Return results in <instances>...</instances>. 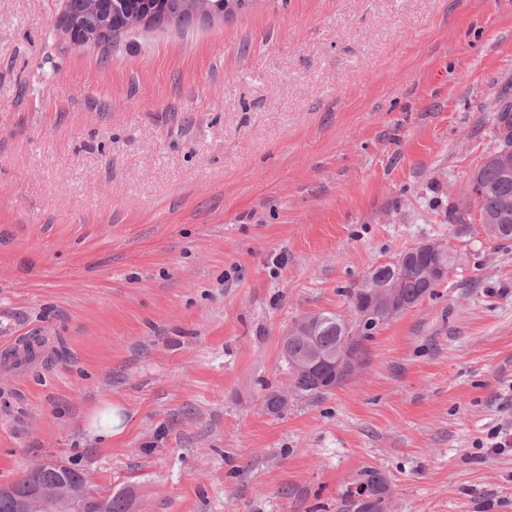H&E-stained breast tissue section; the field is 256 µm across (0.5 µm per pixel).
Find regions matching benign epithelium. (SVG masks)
Here are the masks:
<instances>
[{
	"mask_svg": "<svg viewBox=\"0 0 512 512\" xmlns=\"http://www.w3.org/2000/svg\"><path fill=\"white\" fill-rule=\"evenodd\" d=\"M179 8L190 15L200 14L208 18L223 15L212 8V0H193L179 3ZM152 11L122 13L120 25L108 26V22H90L85 25L77 19L61 16L58 26L65 39L74 45L102 44L110 41L119 31L136 26H150ZM397 292L384 299L360 308V317L372 321L375 317H387L392 313ZM69 465L56 457L41 458L26 468V481L22 485L0 484V498L12 503L17 512H107L108 495L94 493L80 484L60 485L50 480L52 474L67 472Z\"/></svg>",
	"mask_w": 512,
	"mask_h": 512,
	"instance_id": "7a95c632",
	"label": "benign epithelium"
}]
</instances>
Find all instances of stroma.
Segmentation results:
<instances>
[{
    "mask_svg": "<svg viewBox=\"0 0 512 512\" xmlns=\"http://www.w3.org/2000/svg\"><path fill=\"white\" fill-rule=\"evenodd\" d=\"M0 0V484L53 454L143 512H512V246L453 223L512 105V0H257L73 46ZM458 261L331 394L263 409L300 318L420 243ZM125 433L90 437L92 412ZM38 341L42 342V338L40 336H20L18 339L14 341L13 344L9 348H12L10 350L11 353H14L15 355L12 356L10 359V354L4 353L3 360L8 361L10 359V362L13 364L16 363H27L31 361V356L29 355L27 348L29 345L33 346L35 355L38 353L40 347L42 344H38ZM34 355V356H35ZM123 408L119 405L106 407L96 412L89 425L90 433L101 439L117 438L125 432ZM488 442L485 448H491L492 451L502 453L512 447V423L501 422L494 426L488 432ZM388 485L385 478L376 470H366L353 489L347 490L342 511L363 512L360 509H374L383 512L379 506L385 500ZM376 500L375 503L370 501Z\"/></svg>",
    "mask_w": 512,
    "mask_h": 512,
    "instance_id": "obj_1",
    "label": "stroma"
}]
</instances>
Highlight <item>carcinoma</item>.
Returning a JSON list of instances; mask_svg holds the SVG:
<instances>
[{"label": "carcinoma", "instance_id": "1", "mask_svg": "<svg viewBox=\"0 0 512 512\" xmlns=\"http://www.w3.org/2000/svg\"><path fill=\"white\" fill-rule=\"evenodd\" d=\"M481 186L478 199L469 198V193L461 195L454 206V222L469 224L477 220L483 225L487 236L497 242H512V167L505 168L493 157H488L470 176L469 184ZM441 284L437 280L431 284L423 278V261H415L401 254L392 262L381 263L358 284L347 289L345 296L352 308L346 317L334 311L315 313L319 318L315 338L306 336L294 328L283 336L282 342L288 343V355L294 358L308 356L319 349L326 354H340L348 359V370L340 377L336 376V367L325 364L316 373L296 371L288 367V390L292 396L300 399L316 400L331 393L341 385L366 361L369 341L385 321H365L359 317V306L368 303L376 295L398 289L397 302L392 317H397L404 309L402 304L413 301L420 303L426 297L434 295L435 288ZM388 493L385 478L375 470H367L356 486L345 494V510L361 512L374 509L383 512L380 503Z\"/></svg>", "mask_w": 512, "mask_h": 512}]
</instances>
